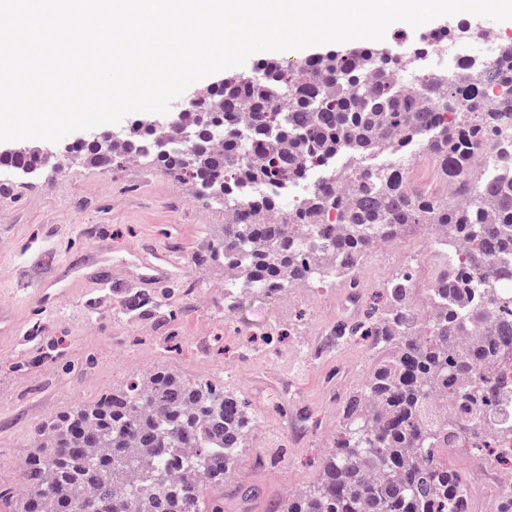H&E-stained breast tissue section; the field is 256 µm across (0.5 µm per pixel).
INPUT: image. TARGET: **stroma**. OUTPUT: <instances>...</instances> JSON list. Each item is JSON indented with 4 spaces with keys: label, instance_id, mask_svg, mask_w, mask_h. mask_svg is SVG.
<instances>
[{
    "label": "stroma",
    "instance_id": "obj_1",
    "mask_svg": "<svg viewBox=\"0 0 512 512\" xmlns=\"http://www.w3.org/2000/svg\"><path fill=\"white\" fill-rule=\"evenodd\" d=\"M464 22L478 18L392 25L378 46L412 50ZM223 221V208L185 200L183 183L158 167L82 162L66 178L49 167L0 193V313L21 318L17 337H0V483L16 481L36 422L157 365L188 379L207 375L257 413L237 475L251 497L225 498L224 512H268L316 480L339 427V393L375 358L329 342L347 292L340 284H302L273 301L248 294L225 312L222 272L200 276L191 262ZM429 249L421 233H407L367 258L359 277L382 287L407 256L425 258ZM156 267L166 278L142 284ZM167 291L166 320L125 307L128 294Z\"/></svg>",
    "mask_w": 512,
    "mask_h": 512
}]
</instances>
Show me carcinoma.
<instances>
[{
  "instance_id": "carcinoma-1",
  "label": "carcinoma",
  "mask_w": 512,
  "mask_h": 512,
  "mask_svg": "<svg viewBox=\"0 0 512 512\" xmlns=\"http://www.w3.org/2000/svg\"><path fill=\"white\" fill-rule=\"evenodd\" d=\"M426 50L382 53L344 46L289 69L236 73L206 89L171 150L145 120L136 139L101 132L79 144L85 162L110 168L131 160L160 167L196 198L235 213L193 256L194 267H234L224 281L226 311L237 295L275 299L300 284L357 281L379 248L420 231L432 273L419 265L392 275L362 313L330 331L336 346L361 342L378 356L348 393L340 427L317 479L277 501L272 512H461L472 470L490 459L494 438L512 435L498 413L504 388L492 370L512 360V170L490 179L475 154L512 158V42L485 63L469 58L468 79L427 72L408 94L394 72L411 71ZM423 143L436 187L414 182L407 146ZM385 153L389 161L374 164ZM342 155L317 190L292 207L282 198L249 201L233 191L240 174L276 184ZM41 169L33 150L0 153V175ZM478 291L482 303L461 309ZM160 298L133 294L135 311ZM258 427L251 405L208 379L163 366L126 387L38 423L19 482L0 483L9 512H224V487ZM457 442L472 468L448 463ZM512 512V487L485 503Z\"/></svg>"
}]
</instances>
